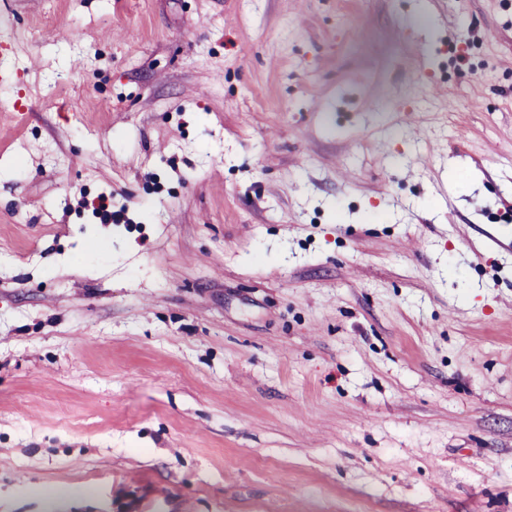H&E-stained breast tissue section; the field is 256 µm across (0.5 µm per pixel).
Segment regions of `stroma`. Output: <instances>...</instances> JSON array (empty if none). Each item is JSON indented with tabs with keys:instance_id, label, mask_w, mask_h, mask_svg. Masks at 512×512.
<instances>
[{
	"instance_id": "obj_1",
	"label": "stroma",
	"mask_w": 512,
	"mask_h": 512,
	"mask_svg": "<svg viewBox=\"0 0 512 512\" xmlns=\"http://www.w3.org/2000/svg\"><path fill=\"white\" fill-rule=\"evenodd\" d=\"M0 512H512V0H0Z\"/></svg>"
}]
</instances>
